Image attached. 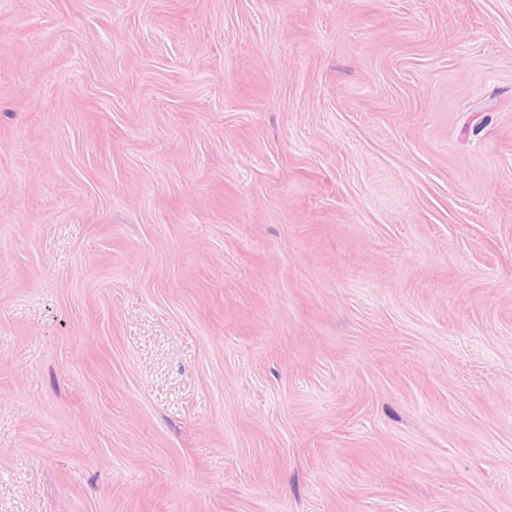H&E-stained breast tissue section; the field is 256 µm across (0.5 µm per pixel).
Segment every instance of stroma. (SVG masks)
<instances>
[{"label":"stroma","mask_w":512,"mask_h":512,"mask_svg":"<svg viewBox=\"0 0 512 512\" xmlns=\"http://www.w3.org/2000/svg\"><path fill=\"white\" fill-rule=\"evenodd\" d=\"M0 512H512V0H0Z\"/></svg>","instance_id":"1"}]
</instances>
